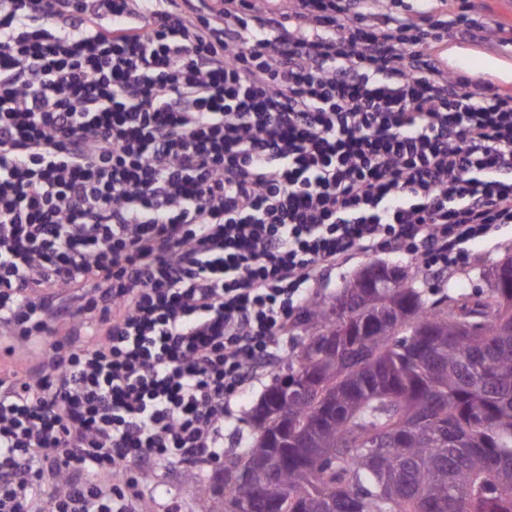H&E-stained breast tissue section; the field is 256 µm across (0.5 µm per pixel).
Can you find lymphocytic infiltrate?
Wrapping results in <instances>:
<instances>
[{"mask_svg":"<svg viewBox=\"0 0 512 512\" xmlns=\"http://www.w3.org/2000/svg\"><path fill=\"white\" fill-rule=\"evenodd\" d=\"M0 0V512H137L224 428L308 286L512 224V93L467 6Z\"/></svg>","mask_w":512,"mask_h":512,"instance_id":"obj_1","label":"lymphocytic infiltrate"}]
</instances>
